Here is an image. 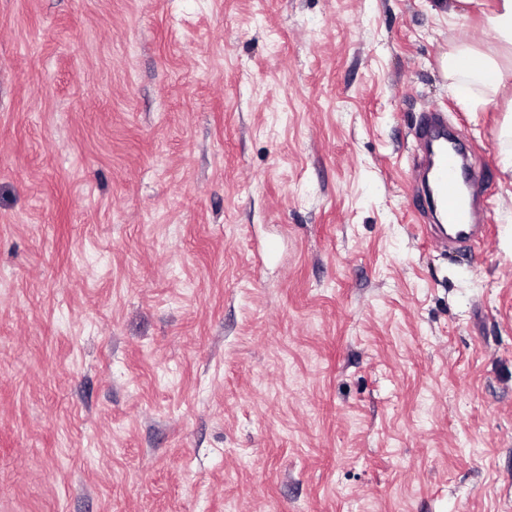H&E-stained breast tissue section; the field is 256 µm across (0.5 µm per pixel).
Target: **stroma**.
<instances>
[{
    "instance_id": "35a3bbf8",
    "label": "stroma",
    "mask_w": 512,
    "mask_h": 512,
    "mask_svg": "<svg viewBox=\"0 0 512 512\" xmlns=\"http://www.w3.org/2000/svg\"><path fill=\"white\" fill-rule=\"evenodd\" d=\"M490 3L0 0V512H512V87L443 67ZM424 129L428 143L433 140L434 152L428 151V168L431 174L432 200L439 206L444 224L458 238L459 244L475 240L470 234L473 224L465 221L470 212V202L462 196L459 188L463 169L457 151H448V126L443 112H430L425 115Z\"/></svg>"
}]
</instances>
